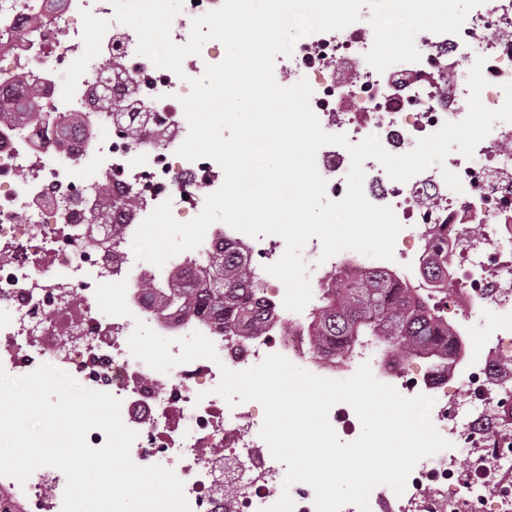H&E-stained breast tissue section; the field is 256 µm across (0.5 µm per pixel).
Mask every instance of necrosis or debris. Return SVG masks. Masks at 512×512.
Returning a JSON list of instances; mask_svg holds the SVG:
<instances>
[{"mask_svg":"<svg viewBox=\"0 0 512 512\" xmlns=\"http://www.w3.org/2000/svg\"><path fill=\"white\" fill-rule=\"evenodd\" d=\"M95 22L98 38L112 47L108 62L84 52V25ZM374 43L364 20L299 37L291 55L278 59L276 81L289 87L307 80L310 106L322 130L361 141L377 136L402 155L444 123L469 112L468 75L484 58L486 106L505 101L512 83V0H484L456 33L424 31L415 38L416 62L397 71H376L365 59ZM135 31L114 19L110 0H0V108L12 109L11 93L25 75L41 89L42 106L26 123L0 125V367L24 376L49 364L81 386L121 402L125 426L136 439L130 456L139 466L160 465L183 483L191 512H263L289 493L294 512H316L315 491L301 483L284 488L286 466L260 436L263 410L252 401L229 406L216 394L221 368L244 371L266 356L300 360L306 371L346 380L362 364L402 396L434 400L431 421L468 451L469 467L439 451L414 466L403 494L375 487L370 498L393 512H512V380L489 378L512 368V322H500L489 345L476 348L471 333L492 313H512V122H494L472 157L451 152L443 167L428 168L405 182L392 180L377 160L363 164V192L388 206L402 225L393 259L349 250L322 258L310 239L302 256L309 267L311 299L299 312L285 308V293L267 271L286 249L284 239H246L271 316L262 335L228 336L208 318L180 310L160 311L144 284L169 282L181 267L208 275L201 260L224 241L229 225L208 227L202 243L163 265L137 259L132 243L140 224L163 202L176 220L201 213L222 182L209 158L188 160L177 150L189 133L180 102L188 79L216 65L214 41L192 56L184 75L160 68L137 52ZM67 63L59 71V63ZM148 103L149 120L138 138L128 135L121 113ZM121 105L114 113L113 105ZM78 112L69 132L56 130L60 116ZM326 195L347 192L349 153L320 147L315 156ZM456 173L462 192L450 189L443 170ZM106 205L91 223L90 202ZM448 247L449 293L433 292L423 259L438 240ZM384 270L429 297L434 313L452 325L462 353L453 379L433 368L396 360L384 367L371 347L326 359L314 350L310 323L324 289L345 287L349 275ZM126 284L129 315L103 313L96 287ZM172 339L201 333L214 344L216 360L197 359L163 373L133 356L128 339L136 322ZM65 474L36 469L26 483L0 476V501L23 512H62Z\"/></svg>","mask_w":512,"mask_h":512,"instance_id":"obj_1","label":"necrosis or debris"}]
</instances>
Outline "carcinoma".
<instances>
[{
	"label": "carcinoma",
	"mask_w": 512,
	"mask_h": 512,
	"mask_svg": "<svg viewBox=\"0 0 512 512\" xmlns=\"http://www.w3.org/2000/svg\"><path fill=\"white\" fill-rule=\"evenodd\" d=\"M210 284L200 286L195 278L181 276L165 289L167 303L199 313L203 309L224 321V335L241 332L256 336L267 319L259 300L260 288L244 249L226 245L208 260ZM447 254L438 249L427 260V275L444 285ZM361 336L383 340L410 357L431 352L438 367L449 368L455 358L448 328L439 324L426 299L401 287L386 274L370 273L340 294L327 292L315 323L314 347L334 355L352 352Z\"/></svg>",
	"instance_id": "carcinoma-1"
}]
</instances>
